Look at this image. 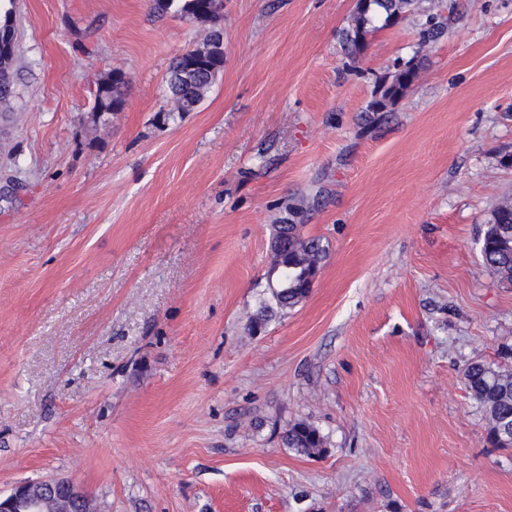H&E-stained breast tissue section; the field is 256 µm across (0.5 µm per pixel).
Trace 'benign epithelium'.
<instances>
[{
    "label": "benign epithelium",
    "instance_id": "1",
    "mask_svg": "<svg viewBox=\"0 0 512 512\" xmlns=\"http://www.w3.org/2000/svg\"><path fill=\"white\" fill-rule=\"evenodd\" d=\"M0 512H95L90 499L74 483L63 479L27 481L6 496Z\"/></svg>",
    "mask_w": 512,
    "mask_h": 512
}]
</instances>
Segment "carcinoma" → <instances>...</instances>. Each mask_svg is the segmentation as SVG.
I'll return each mask as SVG.
<instances>
[{
	"label": "carcinoma",
	"mask_w": 512,
	"mask_h": 512,
	"mask_svg": "<svg viewBox=\"0 0 512 512\" xmlns=\"http://www.w3.org/2000/svg\"><path fill=\"white\" fill-rule=\"evenodd\" d=\"M418 0H369L368 7L357 10L351 28L346 32V40L359 47L360 40L368 28L380 29L393 24L403 14L412 10ZM224 0H157L155 10L161 13L170 11L181 19L193 23H212L220 18ZM184 58L179 54L173 58L165 79L168 98L173 102L172 111L192 112L204 100L212 81L209 74L199 72L191 76L183 75ZM404 77L417 78V68L407 63L393 75L397 79L394 87H381L380 99L373 104L379 111L388 102H395L408 91L402 81ZM14 98L12 63L0 65V103L8 105ZM486 230L480 242V253L484 263L502 281L512 283V245L504 244L502 235L512 232V200L504 199L488 214ZM288 239L289 249L283 255L286 269L274 271L277 260L270 262L268 272L274 273L277 294L272 296L273 304L265 305L281 309L292 308L306 298L310 292L312 262L324 261L327 250L319 239L305 237L298 224H277ZM467 390L486 410V419L491 440L502 448L512 447V371L499 365L474 362L464 373ZM284 444L306 455L319 454L324 450V436L318 428L297 422L288 427L283 435Z\"/></svg>",
	"instance_id": "cac0c4a2"
}]
</instances>
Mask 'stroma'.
<instances>
[{"label":"stroma","instance_id":"35a3bbf8","mask_svg":"<svg viewBox=\"0 0 512 512\" xmlns=\"http://www.w3.org/2000/svg\"><path fill=\"white\" fill-rule=\"evenodd\" d=\"M345 39L357 0H224V69L173 112L210 27L149 0H14L0 201V493L77 483L95 512H512V447L466 389L512 368L483 263L512 198V0H441ZM419 78L372 111L397 65ZM126 75L125 108L93 90ZM278 224L328 255L266 316ZM325 448H287L289 425ZM187 57L196 56L197 49L182 52ZM179 54L173 58L165 79L168 98L173 102V112H193L204 100L212 81L208 72L185 77L183 75L184 58ZM283 441L288 448L306 455L319 454L325 447L324 436L319 429L306 422L289 426L284 432Z\"/></svg>","mask_w":512,"mask_h":512}]
</instances>
